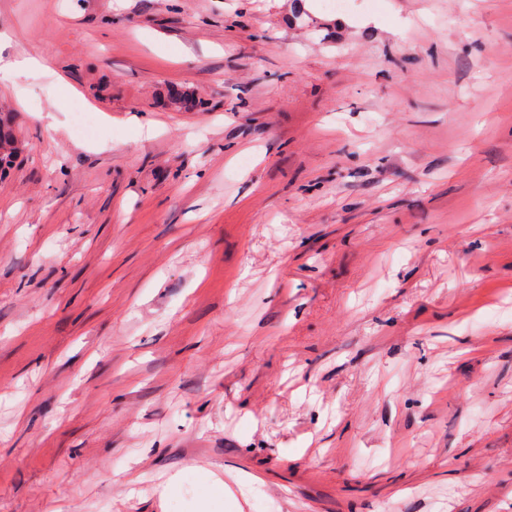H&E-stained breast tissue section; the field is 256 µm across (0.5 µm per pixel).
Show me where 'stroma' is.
I'll return each instance as SVG.
<instances>
[{"instance_id": "35a3bbf8", "label": "stroma", "mask_w": 512, "mask_h": 512, "mask_svg": "<svg viewBox=\"0 0 512 512\" xmlns=\"http://www.w3.org/2000/svg\"><path fill=\"white\" fill-rule=\"evenodd\" d=\"M22 53L0 512H512V0H0Z\"/></svg>"}]
</instances>
